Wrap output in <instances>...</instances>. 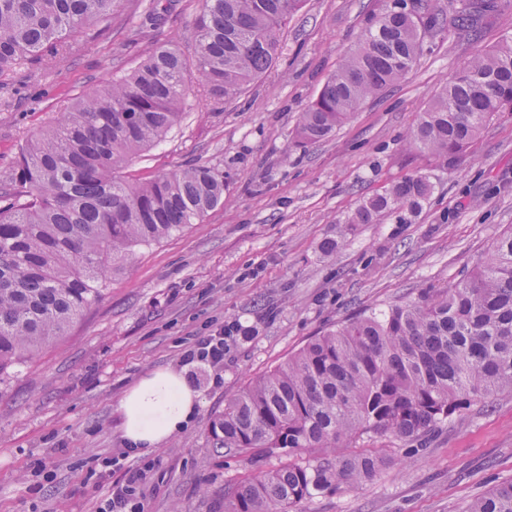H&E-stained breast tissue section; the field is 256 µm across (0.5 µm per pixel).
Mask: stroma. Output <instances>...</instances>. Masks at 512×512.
<instances>
[{"mask_svg": "<svg viewBox=\"0 0 512 512\" xmlns=\"http://www.w3.org/2000/svg\"><path fill=\"white\" fill-rule=\"evenodd\" d=\"M160 17L123 0L140 34L86 29L72 53L20 68L0 84V174L26 136L82 91L139 66L154 46L194 47L185 27L198 0H161ZM392 0H305L282 53L229 101L193 100L158 145L128 165L148 180L180 166L224 174V203L160 243L140 247L66 336L15 367L0 385V512H97L129 452L119 403L149 372L170 369L198 395L186 427L150 455L140 491L146 512H224V490L284 457L216 452L211 426L255 376L348 317L383 310L469 274L478 255L512 231V112L497 113L449 160L410 146L408 134L467 62L512 37V0L475 33L449 27L424 40L412 70L326 140L301 145L302 112ZM422 174L433 189L419 213L402 212L340 235L364 199ZM338 239L336 251L322 249ZM248 327L224 367L185 365L199 336ZM126 452L121 468L105 459ZM362 486L303 503V512H461L512 479V395L446 423L426 453L382 450Z\"/></svg>", "mask_w": 512, "mask_h": 512, "instance_id": "obj_1", "label": "stroma"}]
</instances>
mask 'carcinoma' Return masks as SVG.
<instances>
[{
  "instance_id": "carcinoma-1",
  "label": "carcinoma",
  "mask_w": 512,
  "mask_h": 512,
  "mask_svg": "<svg viewBox=\"0 0 512 512\" xmlns=\"http://www.w3.org/2000/svg\"><path fill=\"white\" fill-rule=\"evenodd\" d=\"M122 0H0V81L24 64L67 53L89 25L111 28ZM188 25L194 59L174 45L83 93L31 132L0 177V383L66 335L107 290L135 248L159 242L224 203V173L206 164L133 181L122 170L160 143L197 96L231 98L276 61L280 33L303 0H198ZM378 18L318 97L296 135L315 144L364 102L402 79L424 34L444 26L428 0ZM495 0H458L470 28ZM512 111V42L465 65L421 113L410 144L439 157L462 152L497 112ZM432 189L410 175L365 200L343 231L388 213L418 212ZM512 394V233L466 277L312 339L228 399L212 424L228 455L288 454V464L224 489V512H294L376 476L384 462L364 439L400 442L414 457L447 420ZM463 512H512V479Z\"/></svg>"
}]
</instances>
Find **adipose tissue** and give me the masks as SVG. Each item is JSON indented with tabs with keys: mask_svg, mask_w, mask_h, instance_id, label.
I'll return each mask as SVG.
<instances>
[{
	"mask_svg": "<svg viewBox=\"0 0 512 512\" xmlns=\"http://www.w3.org/2000/svg\"><path fill=\"white\" fill-rule=\"evenodd\" d=\"M196 395L168 371L141 379L121 399L122 430L132 450L144 454L179 431L195 412Z\"/></svg>",
	"mask_w": 512,
	"mask_h": 512,
	"instance_id": "1",
	"label": "adipose tissue"
}]
</instances>
